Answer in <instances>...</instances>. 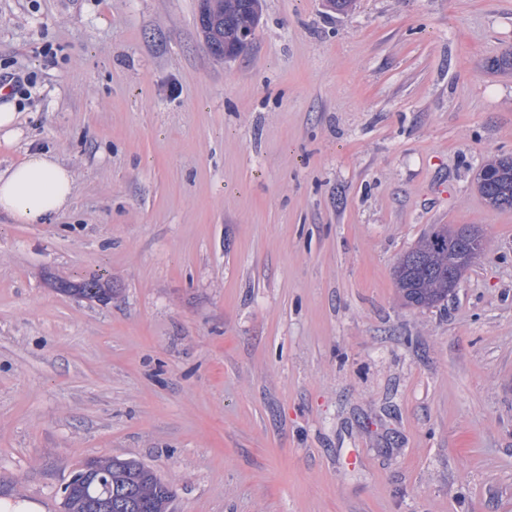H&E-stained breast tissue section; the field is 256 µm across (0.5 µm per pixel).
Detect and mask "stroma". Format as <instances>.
Returning <instances> with one entry per match:
<instances>
[{"mask_svg":"<svg viewBox=\"0 0 512 512\" xmlns=\"http://www.w3.org/2000/svg\"><path fill=\"white\" fill-rule=\"evenodd\" d=\"M261 5L227 60L199 0H0V76L36 80L0 169L75 175L51 223L0 215V498L61 512L118 457L169 512H512V208L478 191L512 0ZM442 224L484 249L407 306ZM460 243L441 227L425 236L414 249L398 261L394 276L407 305L428 308L448 299L460 278H448L459 253Z\"/></svg>","mask_w":512,"mask_h":512,"instance_id":"stroma-1","label":"stroma"}]
</instances>
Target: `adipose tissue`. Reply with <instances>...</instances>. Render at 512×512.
Returning <instances> with one entry per match:
<instances>
[{
  "mask_svg": "<svg viewBox=\"0 0 512 512\" xmlns=\"http://www.w3.org/2000/svg\"><path fill=\"white\" fill-rule=\"evenodd\" d=\"M73 172L55 156L33 151L0 171V213L22 224H44L70 205Z\"/></svg>",
  "mask_w": 512,
  "mask_h": 512,
  "instance_id": "obj_1",
  "label": "adipose tissue"
}]
</instances>
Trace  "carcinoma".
Segmentation results:
<instances>
[{
	"label": "carcinoma",
	"instance_id": "carcinoma-1",
	"mask_svg": "<svg viewBox=\"0 0 512 512\" xmlns=\"http://www.w3.org/2000/svg\"><path fill=\"white\" fill-rule=\"evenodd\" d=\"M220 12L199 14V24L208 46L220 55L233 40L239 25H255V5L260 0H218ZM487 176L479 181L480 193L496 201L498 208H512V158L503 157L484 165ZM460 243L441 227L425 236L398 261L394 276L407 305L432 307L448 299V269L453 267ZM61 289L90 299H100L102 279L81 284L61 283ZM98 467L91 477L71 480L64 488V512H167L173 497L171 486L151 468L135 459H90Z\"/></svg>",
	"mask_w": 512,
	"mask_h": 512
}]
</instances>
